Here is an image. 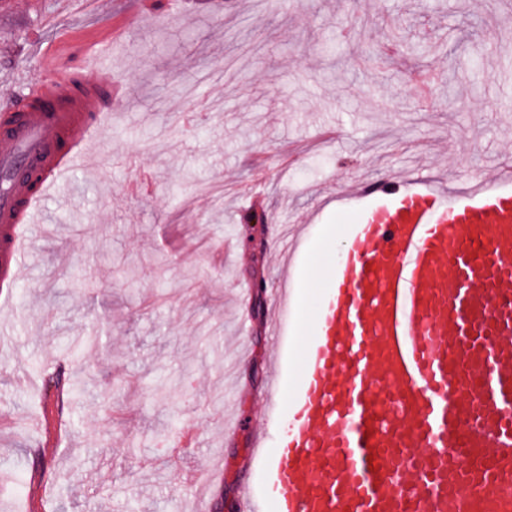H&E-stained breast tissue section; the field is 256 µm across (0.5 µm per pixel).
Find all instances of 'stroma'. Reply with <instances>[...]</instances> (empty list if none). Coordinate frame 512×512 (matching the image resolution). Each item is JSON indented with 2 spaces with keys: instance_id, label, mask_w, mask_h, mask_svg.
Wrapping results in <instances>:
<instances>
[{
  "instance_id": "stroma-1",
  "label": "stroma",
  "mask_w": 512,
  "mask_h": 512,
  "mask_svg": "<svg viewBox=\"0 0 512 512\" xmlns=\"http://www.w3.org/2000/svg\"><path fill=\"white\" fill-rule=\"evenodd\" d=\"M502 0H0V93L114 31L108 141L133 167L76 172L0 286V512H239L271 346L251 316L308 229L297 299L341 260L356 180L457 184L512 165ZM204 103L193 126L188 98ZM261 224L246 223L252 211ZM261 239L254 250L253 239ZM97 337L78 358L66 348ZM85 379L61 404L56 380ZM239 429L225 436V419ZM191 422L192 447L170 435ZM216 464L200 496L187 477Z\"/></svg>"
}]
</instances>
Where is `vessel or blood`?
Segmentation results:
<instances>
[{
    "mask_svg": "<svg viewBox=\"0 0 512 512\" xmlns=\"http://www.w3.org/2000/svg\"><path fill=\"white\" fill-rule=\"evenodd\" d=\"M43 57L26 101L0 99V256L76 169L106 150L117 86ZM352 247L330 274L291 389V273L270 289L275 338L240 512H512V169L448 190L358 181ZM282 427L276 448L268 433Z\"/></svg>",
    "mask_w": 512,
    "mask_h": 512,
    "instance_id": "1",
    "label": "vessel or blood"
}]
</instances>
